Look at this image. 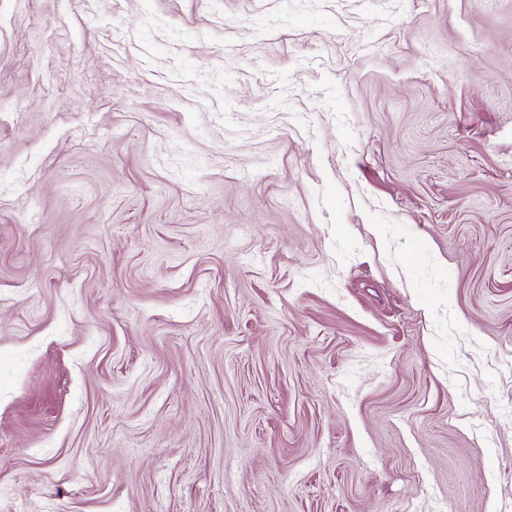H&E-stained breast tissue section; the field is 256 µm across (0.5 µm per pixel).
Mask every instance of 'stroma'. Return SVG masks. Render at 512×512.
Masks as SVG:
<instances>
[{"label":"stroma","instance_id":"1","mask_svg":"<svg viewBox=\"0 0 512 512\" xmlns=\"http://www.w3.org/2000/svg\"><path fill=\"white\" fill-rule=\"evenodd\" d=\"M0 512H512V0H0Z\"/></svg>","mask_w":512,"mask_h":512}]
</instances>
